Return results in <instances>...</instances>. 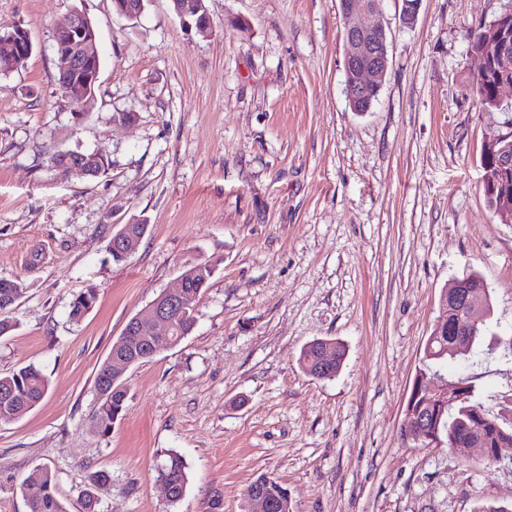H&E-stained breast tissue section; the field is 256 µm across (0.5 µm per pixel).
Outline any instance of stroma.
Returning <instances> with one entry per match:
<instances>
[{
  "mask_svg": "<svg viewBox=\"0 0 512 512\" xmlns=\"http://www.w3.org/2000/svg\"><path fill=\"white\" fill-rule=\"evenodd\" d=\"M505 0H381L390 67L369 111L344 93L339 0H207L213 34L186 32L171 0L137 20L112 0H0V31L33 52L0 74V278L25 285L0 337V373L34 365L44 399L0 426V512H28L21 483L50 467L67 512H249L247 486L280 481L291 512H512V464L484 465L405 433L404 410L449 280L488 285L487 332L512 334V222L482 191L484 144L512 134L480 106L468 35ZM98 31L94 102L58 86L53 34L72 11ZM131 113L128 123L114 121ZM102 154L107 172L65 178L54 150ZM148 224L125 261L118 225ZM215 272L180 344L127 373L123 415L93 426L94 379L127 321L187 265ZM92 309L69 318L74 295ZM316 338L347 347L334 379L298 364ZM512 408V356L480 343L435 363ZM188 466L171 502L156 469Z\"/></svg>",
  "mask_w": 512,
  "mask_h": 512,
  "instance_id": "obj_1",
  "label": "stroma"
}]
</instances>
